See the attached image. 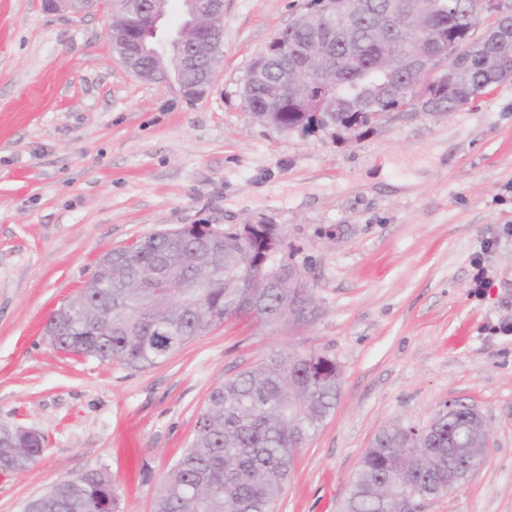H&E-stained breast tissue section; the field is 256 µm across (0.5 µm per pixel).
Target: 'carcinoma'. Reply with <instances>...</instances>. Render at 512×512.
<instances>
[{
	"label": "carcinoma",
	"instance_id": "carcinoma-1",
	"mask_svg": "<svg viewBox=\"0 0 512 512\" xmlns=\"http://www.w3.org/2000/svg\"><path fill=\"white\" fill-rule=\"evenodd\" d=\"M496 20L484 34L470 14L471 0H339L336 11L311 10L280 32L288 50L302 58L295 82L311 91L281 98L277 65L256 63L246 71L242 96L261 122L273 117L289 129L314 132L375 125L393 112H410L409 60L430 48L415 39L430 20L454 41L447 59L449 92L431 112L448 114L504 82V46L512 48V4L491 0ZM129 20L128 37L150 36L148 21L130 0L113 3ZM401 13L405 27L391 33L378 24L385 9ZM195 244L172 245L159 231L104 253L76 296L48 318L50 344L65 355L118 361L145 370L166 361L194 339L232 318L274 322L288 315L286 292L246 280L224 287L227 273L257 262L237 227L215 231L194 225ZM161 265L153 280L145 268ZM173 271L203 284L197 298L185 296ZM340 371L314 352L274 351L256 367L215 387L200 412L193 439L171 467L153 500L152 512H274L290 477L295 453L309 432L334 410ZM486 433L476 408L463 405L450 426L424 440L400 425L382 429L361 458L342 512H406L413 490L446 493L448 468L460 456L477 457ZM427 445L425 453L403 449ZM42 437L20 426H0V473L30 470L43 452ZM117 504L112 475L98 469L63 480L29 502V512H109Z\"/></svg>",
	"mask_w": 512,
	"mask_h": 512
}]
</instances>
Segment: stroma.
Listing matches in <instances>:
<instances>
[{"instance_id": "stroma-1", "label": "stroma", "mask_w": 512, "mask_h": 512, "mask_svg": "<svg viewBox=\"0 0 512 512\" xmlns=\"http://www.w3.org/2000/svg\"><path fill=\"white\" fill-rule=\"evenodd\" d=\"M309 7L224 0L213 84L191 103L126 69L109 9L0 0V423L45 439L29 471L0 476V512L100 467L119 512H152L210 391L273 350L325 355L341 377L276 512H339L381 429L426 426L452 403L480 413L487 464L423 512H512V81L446 116L262 124L242 98L247 68ZM260 221L309 284L303 322H229L146 370L44 336L107 250Z\"/></svg>"}]
</instances>
